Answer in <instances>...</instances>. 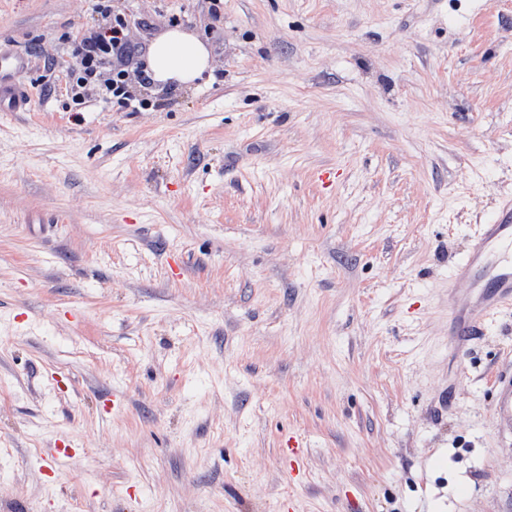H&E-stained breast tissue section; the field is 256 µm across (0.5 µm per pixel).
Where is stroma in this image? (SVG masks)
<instances>
[{"label": "stroma", "instance_id": "stroma-1", "mask_svg": "<svg viewBox=\"0 0 512 512\" xmlns=\"http://www.w3.org/2000/svg\"><path fill=\"white\" fill-rule=\"evenodd\" d=\"M112 3L212 76L138 54L149 109L72 111L95 0H0V512H512V308L450 334L512 195V0ZM210 54V47L200 38L171 29L150 43L146 69L156 85H193L210 69ZM149 75L141 66L139 78L143 84L150 82ZM30 67L21 54L6 51L0 46V111H25L31 95L23 80Z\"/></svg>", "mask_w": 512, "mask_h": 512}]
</instances>
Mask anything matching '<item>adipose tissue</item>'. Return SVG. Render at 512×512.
Masks as SVG:
<instances>
[{
  "label": "adipose tissue",
  "mask_w": 512,
  "mask_h": 512,
  "mask_svg": "<svg viewBox=\"0 0 512 512\" xmlns=\"http://www.w3.org/2000/svg\"><path fill=\"white\" fill-rule=\"evenodd\" d=\"M211 50L200 38L179 29L158 35L145 57L154 84L191 85L209 68Z\"/></svg>",
  "instance_id": "ef3b65f1"
}]
</instances>
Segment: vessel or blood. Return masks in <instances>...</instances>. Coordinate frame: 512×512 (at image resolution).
<instances>
[{"label":"vessel or blood","instance_id":"obj_1","mask_svg":"<svg viewBox=\"0 0 512 512\" xmlns=\"http://www.w3.org/2000/svg\"><path fill=\"white\" fill-rule=\"evenodd\" d=\"M30 67L21 54L0 49V111L26 110L31 95L23 80ZM456 278L468 280L479 293L474 303L480 309L476 318L463 310L452 313L455 335L478 336L486 318L512 306V200H505L494 223L479 227L471 249L455 271Z\"/></svg>","mask_w":512,"mask_h":512}]
</instances>
